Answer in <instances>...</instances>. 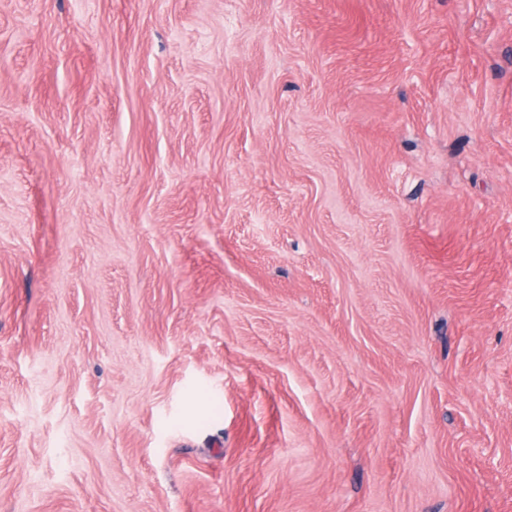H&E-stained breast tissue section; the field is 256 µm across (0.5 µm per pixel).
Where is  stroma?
<instances>
[{"instance_id": "35a3bbf8", "label": "stroma", "mask_w": 512, "mask_h": 512, "mask_svg": "<svg viewBox=\"0 0 512 512\" xmlns=\"http://www.w3.org/2000/svg\"><path fill=\"white\" fill-rule=\"evenodd\" d=\"M0 512H512V0H0Z\"/></svg>"}]
</instances>
